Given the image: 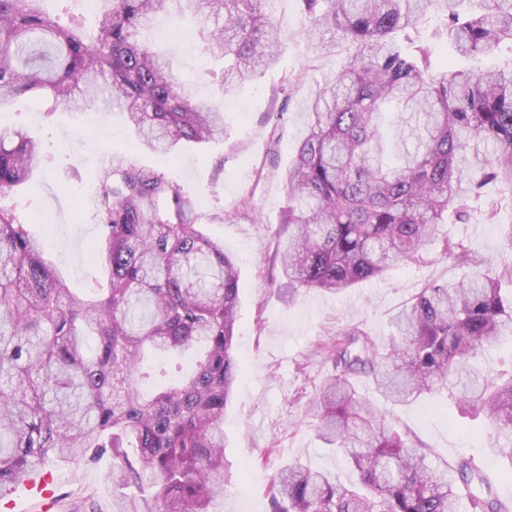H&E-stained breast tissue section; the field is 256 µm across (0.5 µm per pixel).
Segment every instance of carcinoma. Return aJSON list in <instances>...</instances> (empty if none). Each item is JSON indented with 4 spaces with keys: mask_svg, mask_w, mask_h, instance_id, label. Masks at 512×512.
<instances>
[{
    "mask_svg": "<svg viewBox=\"0 0 512 512\" xmlns=\"http://www.w3.org/2000/svg\"><path fill=\"white\" fill-rule=\"evenodd\" d=\"M44 0H0V106L27 97L68 106L102 99L127 115L140 150L177 157L224 129V97L273 65L283 44L275 0H99L90 38L79 14L60 23ZM304 35L320 51L339 33L354 52L324 79L288 167L275 256L288 296L338 293L412 261L469 216L489 184L490 210H512V60L508 67L436 69L427 48L406 52L400 32L433 10L464 57L512 53V0H300ZM189 11L221 72L203 70L220 98L195 100L167 58L143 41L149 19ZM39 145L0 128V488L54 457L111 450L113 479L155 489L151 512H210L228 472L224 409L241 365L234 356L240 277L224 244L207 237L192 200L162 172L123 159L94 198L102 232L92 258L107 287L74 293L45 257L14 190L31 177ZM460 265L474 260L443 240ZM379 343L353 327L327 355L333 374L314 402L319 435L356 473L346 486L295 462L272 482L270 512H509L480 462L454 472L429 464L392 419L358 394L370 376L392 405L444 392L486 422L492 451L512 461V368L476 359L512 333V299L483 270L429 283ZM202 359L154 392L146 351ZM137 453L129 455L127 449Z\"/></svg>",
    "mask_w": 512,
    "mask_h": 512,
    "instance_id": "cac0c4a2",
    "label": "carcinoma"
}]
</instances>
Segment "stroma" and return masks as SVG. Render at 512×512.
<instances>
[{
    "mask_svg": "<svg viewBox=\"0 0 512 512\" xmlns=\"http://www.w3.org/2000/svg\"><path fill=\"white\" fill-rule=\"evenodd\" d=\"M273 16L284 42L278 63L240 87L224 103V132L210 142L181 146L176 162L150 152H133L134 132L120 112L103 114L96 126L85 109H59L44 119L45 103L18 99L0 109V127H23L42 147L31 180L21 190L34 235L47 245V257L74 292L107 277L92 260L96 224L92 198L97 162L120 155L158 169L195 204L202 232L223 243L240 273L234 351L242 365L224 411V459L234 477L211 504L212 512H270L271 479L298 461L346 484L354 475L332 445L316 433L312 400L331 365L327 351L336 336L352 327L378 341L393 333V316L426 283L453 284L468 272L442 255L440 245L425 247L418 259L392 267L384 276L339 293L311 291L289 296L288 281L275 259L286 174L298 140L307 130V106L323 78L348 53L346 44L317 55L302 35L296 0H275ZM179 40L156 41L197 99L213 93L199 77L207 62L198 47L192 16H166ZM436 13H428L419 39L436 64L456 69L486 67L465 58L442 33ZM512 211L474 212L467 222L447 225L452 242L463 244L483 267L512 279V243L505 238ZM359 394L389 412L399 430L423 444L435 466H455L463 457L480 461L499 498L512 502V462L490 450L484 424L462 415L455 404L424 397L407 406L387 403L372 381L357 377ZM111 455L72 464L49 460L57 512H147L148 486L112 480Z\"/></svg>",
    "mask_w": 512,
    "mask_h": 512,
    "instance_id": "35a3bbf8",
    "label": "stroma"
}]
</instances>
